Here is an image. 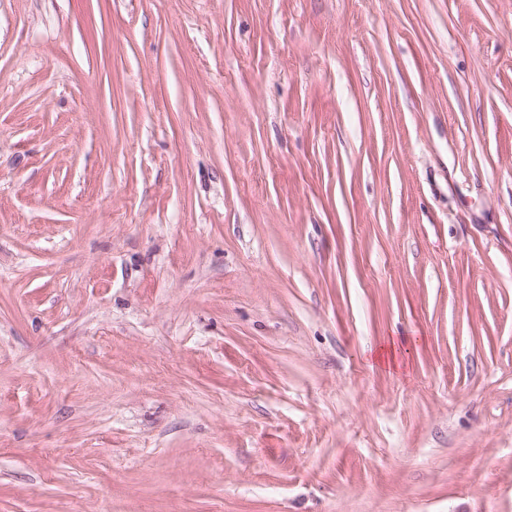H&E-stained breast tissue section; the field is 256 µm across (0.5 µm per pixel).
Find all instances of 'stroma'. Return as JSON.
<instances>
[{
	"instance_id": "stroma-1",
	"label": "stroma",
	"mask_w": 512,
	"mask_h": 512,
	"mask_svg": "<svg viewBox=\"0 0 512 512\" xmlns=\"http://www.w3.org/2000/svg\"><path fill=\"white\" fill-rule=\"evenodd\" d=\"M0 512H512V0H0Z\"/></svg>"
}]
</instances>
